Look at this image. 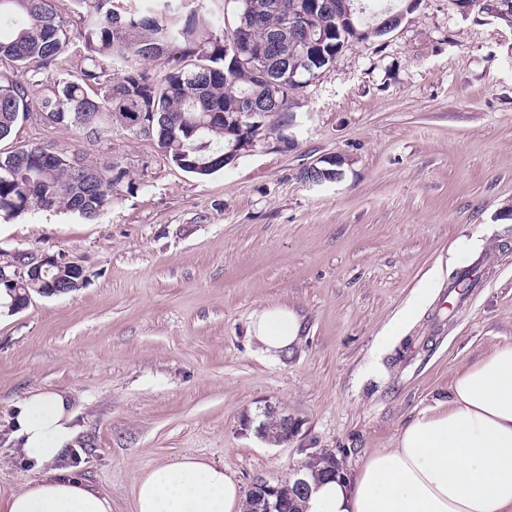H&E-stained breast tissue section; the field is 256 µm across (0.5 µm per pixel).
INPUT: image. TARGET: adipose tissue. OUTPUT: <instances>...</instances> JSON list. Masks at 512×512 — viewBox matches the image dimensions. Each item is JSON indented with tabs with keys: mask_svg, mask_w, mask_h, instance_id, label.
Here are the masks:
<instances>
[{
	"mask_svg": "<svg viewBox=\"0 0 512 512\" xmlns=\"http://www.w3.org/2000/svg\"><path fill=\"white\" fill-rule=\"evenodd\" d=\"M284 305L251 316L250 332L275 357L300 341ZM67 393L36 392L14 411L12 438L40 471L0 501V512H112L111 496L59 467L79 428ZM239 478L218 462L179 457L147 468L135 512H243ZM303 512H512V341L460 367L448 397L416 414L395 447L370 455L356 479L312 482Z\"/></svg>",
	"mask_w": 512,
	"mask_h": 512,
	"instance_id": "ef3b65f1",
	"label": "adipose tissue"
}]
</instances>
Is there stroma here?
Returning a JSON list of instances; mask_svg holds the SVG:
<instances>
[{
  "mask_svg": "<svg viewBox=\"0 0 512 512\" xmlns=\"http://www.w3.org/2000/svg\"><path fill=\"white\" fill-rule=\"evenodd\" d=\"M285 134L208 176L117 125L96 138L33 113L0 141L125 173L95 219L59 208L0 223V262L49 254L86 276L0 318L1 499L39 476L10 441L37 390L77 412L64 466L134 512L141 472L182 456L247 488L326 448L355 477L446 398L456 368L512 340V27L416 0L299 90ZM329 156L339 181L301 179ZM479 259V287L449 306L452 274ZM266 304L302 323L274 358L248 334ZM268 404L300 421L290 442L241 433Z\"/></svg>",
  "mask_w": 512,
  "mask_h": 512,
  "instance_id": "stroma-1",
  "label": "stroma"
}]
</instances>
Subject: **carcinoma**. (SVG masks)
<instances>
[{
    "label": "carcinoma",
    "instance_id": "cac0c4a2",
    "mask_svg": "<svg viewBox=\"0 0 512 512\" xmlns=\"http://www.w3.org/2000/svg\"><path fill=\"white\" fill-rule=\"evenodd\" d=\"M56 0H0V60L36 77L58 70L71 44L85 49L87 66L76 81L59 80L33 100L26 85L0 73V141L35 109L49 125L73 126L99 135L117 124L139 132L152 112L157 146L185 172L206 176L224 169V114L241 111L252 98L262 120L281 133L292 101L273 103L276 87L294 94L309 82L308 67L330 68L345 44L384 36L368 21L365 0H347L350 16L336 10V0H234L229 21L236 38L216 34L211 14L199 0H155L146 10L125 0H71L78 17L70 27L58 15ZM306 15L299 41L278 51L283 22L290 14ZM264 58L259 74L252 62ZM162 61L151 75L145 61ZM97 86L100 93L88 89ZM40 145L0 152V218L31 210L65 208L94 219L112 204L124 172L114 166L82 164ZM58 268L41 273L19 289L24 294L54 295Z\"/></svg>",
    "mask_w": 512,
    "mask_h": 512
}]
</instances>
